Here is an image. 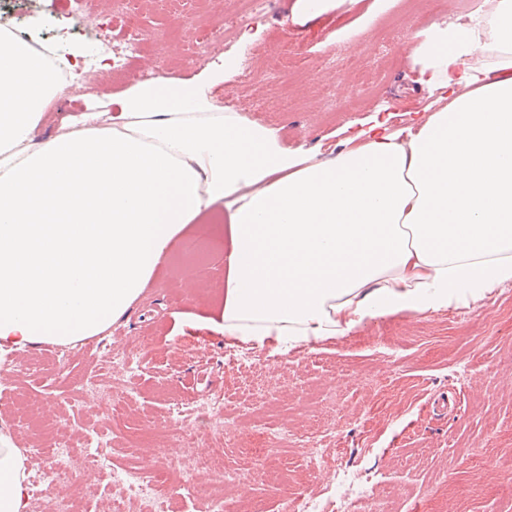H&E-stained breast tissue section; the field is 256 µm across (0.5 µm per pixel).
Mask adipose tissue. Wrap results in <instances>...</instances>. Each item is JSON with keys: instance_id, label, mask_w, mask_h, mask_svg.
Wrapping results in <instances>:
<instances>
[{"instance_id": "ef3b65f1", "label": "adipose tissue", "mask_w": 512, "mask_h": 512, "mask_svg": "<svg viewBox=\"0 0 512 512\" xmlns=\"http://www.w3.org/2000/svg\"><path fill=\"white\" fill-rule=\"evenodd\" d=\"M407 57L426 114L372 117L336 155L221 106L236 61L136 82L116 112L33 133L83 47L0 45V353L78 348L122 321L172 243L223 211L224 301L187 326L280 354L512 284V0L435 23ZM28 457L0 426V512H27Z\"/></svg>"}]
</instances>
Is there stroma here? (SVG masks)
Returning a JSON list of instances; mask_svg holds the SVG:
<instances>
[{
	"mask_svg": "<svg viewBox=\"0 0 512 512\" xmlns=\"http://www.w3.org/2000/svg\"><path fill=\"white\" fill-rule=\"evenodd\" d=\"M293 3L277 0L251 47L255 69L224 85L225 98L238 99L252 121L277 128L285 146L327 158L343 148L340 128L374 109L397 104L392 122L401 127L408 111L426 106L428 91L407 52L430 23L458 21L460 0L435 8L427 0H347L302 23L291 18ZM234 7L235 0H183L178 15L163 0H140L135 21L146 47L123 75L88 69L93 92L106 101L139 80L189 79L216 56L240 53L241 43L228 38L204 52L194 47L206 36L202 24ZM13 9L23 35L87 48L107 36L102 21L113 14L112 0H91L80 14L66 0L42 9L14 0ZM367 21L366 37L359 29ZM190 235L206 242L205 253L184 255L185 242L177 240L128 318L91 338L90 348L45 344L0 357L15 367L0 379V422L25 420L15 444L50 449L66 440L76 448L70 467L49 470L44 459L30 460L44 483L83 501L87 512H106L115 502L139 512L119 487L87 478L83 438L101 441L126 468H148L163 455L178 460L182 450L162 425L171 400L220 390L225 417L237 420L223 457L237 478L221 490L232 512H290L293 498L323 488L345 494L336 480L343 468L378 483L371 512H512V484L504 480L512 473V286L470 307L394 316L310 352L264 347L258 370L244 375L261 378L257 392L225 369L223 338L186 333L187 315L224 295L223 213L210 214ZM135 338L144 341L139 358L113 368V350ZM386 347L396 357L383 356ZM101 379L124 386L123 414H112L92 389ZM261 426L292 433L288 469L252 453Z\"/></svg>",
	"mask_w": 512,
	"mask_h": 512,
	"instance_id": "1",
	"label": "stroma"
}]
</instances>
